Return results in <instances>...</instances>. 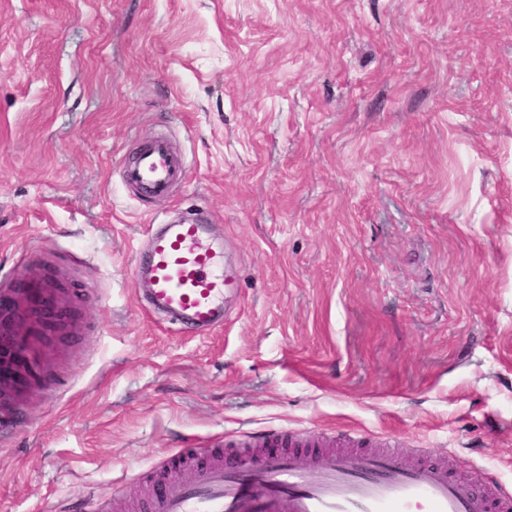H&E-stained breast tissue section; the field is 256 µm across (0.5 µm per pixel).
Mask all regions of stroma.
I'll return each mask as SVG.
<instances>
[{"mask_svg": "<svg viewBox=\"0 0 512 512\" xmlns=\"http://www.w3.org/2000/svg\"><path fill=\"white\" fill-rule=\"evenodd\" d=\"M167 137L187 177L120 170ZM238 274L209 334L150 317V224ZM23 381L0 512H151L236 435H390L512 490V0H0V296Z\"/></svg>", "mask_w": 512, "mask_h": 512, "instance_id": "35a3bbf8", "label": "stroma"}]
</instances>
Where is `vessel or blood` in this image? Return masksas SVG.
<instances>
[{"instance_id":"1","label":"vessel or blood","mask_w":512,"mask_h":512,"mask_svg":"<svg viewBox=\"0 0 512 512\" xmlns=\"http://www.w3.org/2000/svg\"><path fill=\"white\" fill-rule=\"evenodd\" d=\"M186 173L165 139L152 140L122 174L141 197L167 196ZM148 309L206 334L228 317L231 280L207 225L181 222L150 233L135 266ZM339 449L299 463L296 436L247 435L245 452L164 486L153 512H512V492L486 475H457L455 458L406 461L387 447L364 448L359 434L330 432Z\"/></svg>"}]
</instances>
